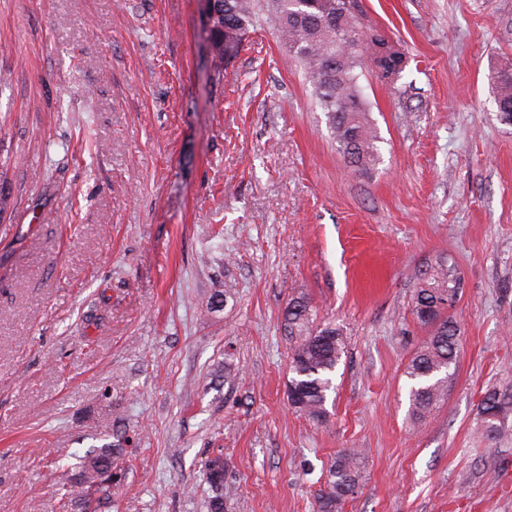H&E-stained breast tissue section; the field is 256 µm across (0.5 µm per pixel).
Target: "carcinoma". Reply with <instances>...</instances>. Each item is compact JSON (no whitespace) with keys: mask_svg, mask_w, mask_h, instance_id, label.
I'll return each instance as SVG.
<instances>
[{"mask_svg":"<svg viewBox=\"0 0 512 512\" xmlns=\"http://www.w3.org/2000/svg\"><path fill=\"white\" fill-rule=\"evenodd\" d=\"M215 17L207 40L216 58L234 57L242 50L243 34L265 26L276 31L280 43L304 69L337 150L359 171L373 169L380 160L379 136L360 83L368 71L384 87L394 86L408 69L406 48L370 21L357 0H214ZM498 120L512 126V66L491 75ZM457 274L438 257L414 290L411 311L417 324L429 331L428 339L404 369L412 415L421 420L444 398L454 372L460 329L454 315L436 321L437 302L455 287ZM293 341L289 358L292 373L288 398L313 420L327 416L334 389L333 377L347 343L344 331L332 322L317 321L316 308L299 293L288 303L284 316ZM482 435L493 440L512 417V393L488 390L478 406ZM80 460L70 484L63 487V507L97 512L89 489L99 474L123 460L122 436ZM213 495L209 512H224V460L206 461ZM363 478L361 452L348 448L336 454L326 474L317 512H341L357 493Z\"/></svg>","mask_w":512,"mask_h":512,"instance_id":"1","label":"carcinoma"}]
</instances>
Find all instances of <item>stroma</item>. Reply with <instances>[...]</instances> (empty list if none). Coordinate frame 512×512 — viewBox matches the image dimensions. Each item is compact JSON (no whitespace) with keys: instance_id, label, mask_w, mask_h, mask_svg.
<instances>
[{"instance_id":"35a3bbf8","label":"stroma","mask_w":512,"mask_h":512,"mask_svg":"<svg viewBox=\"0 0 512 512\" xmlns=\"http://www.w3.org/2000/svg\"><path fill=\"white\" fill-rule=\"evenodd\" d=\"M404 43L396 88L361 84L380 161L340 154L273 30L230 63L204 0H0V512H62L80 457L125 425L99 512H314L339 450L365 454L343 512H512V0H359ZM464 283L457 365L425 421L404 368L435 255ZM233 288L223 309L210 296ZM348 337L326 420L288 400L295 292ZM498 120L512 126V65L496 69L491 75ZM512 416V393L488 390L478 406L482 435L494 440ZM207 479L214 495L208 502L210 512H224V460L214 457L206 461Z\"/></svg>"}]
</instances>
